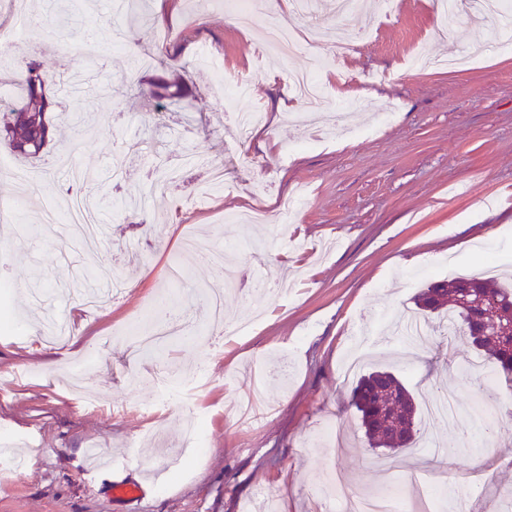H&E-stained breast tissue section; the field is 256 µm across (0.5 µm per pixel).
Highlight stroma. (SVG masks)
<instances>
[{"label":"stroma","mask_w":512,"mask_h":512,"mask_svg":"<svg viewBox=\"0 0 512 512\" xmlns=\"http://www.w3.org/2000/svg\"><path fill=\"white\" fill-rule=\"evenodd\" d=\"M50 0H28L20 27L0 0V38L10 65L40 63L55 102V134L39 157L1 144L0 202L42 210L46 200L92 195L103 244L64 243V224L43 232L25 220L0 233V450L17 470L0 473V512H244L272 498L278 512H323L331 478L352 496L423 489L444 478L430 512H491L512 492V405L481 410L487 354L436 332L401 329L417 317V294L449 272L512 275V52L489 50L494 24L459 15L441 35L429 0H362L339 21L336 0H265L240 24L230 0H72L66 27ZM350 46L331 58L325 94L308 105L288 75L309 69L322 46L304 42L281 57L263 41L269 22ZM224 64L200 65L199 49ZM255 72L251 100L227 97L243 66ZM185 97L157 107V78ZM391 122L376 115L390 105ZM257 106L263 125L239 143L233 115ZM162 154L175 182L163 195L138 190ZM50 170L20 187L12 169ZM224 168L225 185L208 181ZM300 196L294 222H277L280 200ZM223 246L238 285L224 294L225 327L209 325L217 272L183 250L184 236ZM183 268L170 284L167 267ZM109 268L122 285L89 312L67 286ZM185 317L188 335L131 357L120 328L151 300ZM375 352L365 371L387 368L418 402L454 393L452 423L418 420L425 455L369 447L348 405L344 378L358 326ZM96 352L82 393L60 385L68 363ZM205 375L188 393L201 442L188 443L177 394L158 373ZM266 374L249 404L247 371ZM160 403L157 419L139 408ZM97 448L113 459L104 468ZM140 482L142 497L116 501L112 484Z\"/></svg>","instance_id":"stroma-1"}]
</instances>
